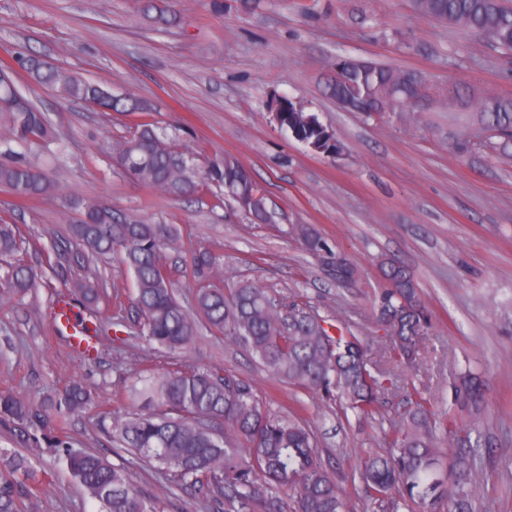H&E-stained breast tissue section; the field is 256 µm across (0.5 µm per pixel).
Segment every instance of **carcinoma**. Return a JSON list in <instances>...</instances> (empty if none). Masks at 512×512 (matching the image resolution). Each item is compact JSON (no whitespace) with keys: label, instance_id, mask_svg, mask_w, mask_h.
<instances>
[{"label":"carcinoma","instance_id":"carcinoma-1","mask_svg":"<svg viewBox=\"0 0 512 512\" xmlns=\"http://www.w3.org/2000/svg\"><path fill=\"white\" fill-rule=\"evenodd\" d=\"M419 15L487 34L499 47L512 50V0H412ZM14 65L58 97L84 103L101 112H138L131 96L115 97L98 83L56 67L34 54L18 52ZM331 95L343 108L372 114L403 109L426 98L427 87L414 73L374 63L336 72ZM486 129L504 143L512 141V97L487 95L479 105ZM309 113L289 115L281 129L301 136L319 151L342 149L322 138ZM56 140L54 128L16 79L0 81V187L20 197L47 195L60 186L34 165L30 154ZM175 141L145 122L129 137L111 142L113 164L141 182L172 196L193 191L197 173ZM206 179L228 191L256 186L252 174L232 156L211 161ZM78 213L68 235L80 252L99 256L116 252L133 272L135 305L142 334L170 351L190 346L208 327L254 354L274 377L321 393L342 410L372 413L385 390H406L410 409L394 423L389 449L361 457L358 478L364 498L384 512H474L481 473L471 448L484 405V382L473 372L461 375L450 389L451 411H441L431 397L410 382L403 370L413 368L419 342L431 324L417 281L407 268L383 259L384 275L399 282L374 299L378 321L397 329L385 351L389 367L373 370L361 337L341 320L283 307L258 283L240 281L231 288L197 289L196 313L178 302L171 282L160 271L161 254L178 242L175 229L118 214L90 199L70 198ZM288 233L308 253L331 249L311 225L293 224ZM23 241L14 224L0 223V256L12 258L3 294L26 295L38 286L33 267L17 258ZM206 278L223 277V268L208 251L193 256ZM111 295L95 281L80 280L54 305L78 304L89 311L79 325L92 337L117 333L123 321L109 323L94 313ZM130 409L115 418L98 412L104 434L116 446L168 473L171 481L205 498L214 512H349L346 496L323 466L306 424L272 412L252 384L230 372L192 368L152 373L129 390ZM96 407L91 392L78 381L45 396L40 405L0 392V423L31 430L32 441L57 450L69 475L99 504V512H166L164 502L145 495L128 473L95 452L70 447L64 435L70 417ZM224 420V432L213 422ZM29 469L20 456L0 465V512H30L34 490L21 476Z\"/></svg>","mask_w":512,"mask_h":512}]
</instances>
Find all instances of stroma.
<instances>
[{
  "mask_svg": "<svg viewBox=\"0 0 512 512\" xmlns=\"http://www.w3.org/2000/svg\"><path fill=\"white\" fill-rule=\"evenodd\" d=\"M144 3L0 0V63L31 49L146 106L99 112L20 76L62 138L63 151L45 148L38 163L63 189L21 198L0 188V218L18 227L26 240L21 259L42 274L35 292L0 304V391L37 402L75 377L120 415L137 370L226 369L250 381L278 414L302 418L351 512H366L352 473L364 450H387L392 424L409 406L405 392H385L374 415L360 418L274 378L223 336L203 332L181 353L148 343L132 304L134 275L113 254L74 260L68 269L72 278L105 281L112 301L104 319L128 325L122 336L103 337L95 361L81 360L55 331L50 300L65 287L54 264L73 222L69 199L93 197L176 229L181 245L164 251L161 262L186 310H194L198 286L192 255L207 250L226 277L345 321L374 365L388 343L373 311L379 262L387 258L413 270L433 317L410 372L415 384L444 410L460 372L470 366L485 373L476 512H512V142L484 133L478 111L487 94L512 95V53L419 16L411 0H238L227 13L212 0H169L172 24L146 17ZM342 57L413 72L431 97L371 118L346 111L326 91ZM281 96L318 115L342 143L341 155L326 158L281 130L272 117ZM145 120L175 136L197 169L235 156L261 189L270 222L252 223L210 183L173 197L114 167L104 137L130 134ZM293 224L313 225L350 257L361 270L358 281L336 283L289 235ZM66 435L73 447L125 469L147 496L175 503L178 512H211L152 464L113 449L94 414L72 417ZM0 450L30 465L38 490L32 512H96L54 449L22 442L0 424Z\"/></svg>",
  "mask_w": 512,
  "mask_h": 512,
  "instance_id": "stroma-1",
  "label": "stroma"
}]
</instances>
